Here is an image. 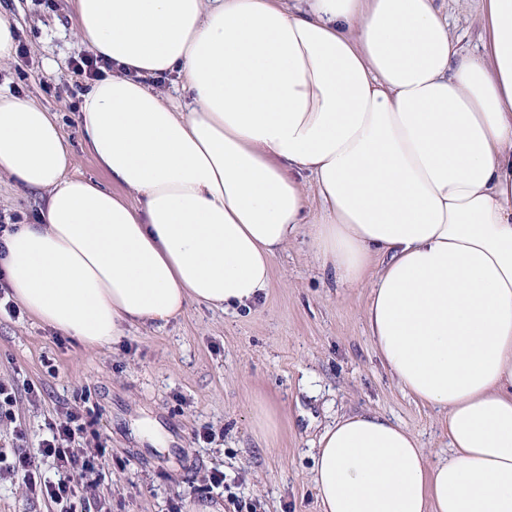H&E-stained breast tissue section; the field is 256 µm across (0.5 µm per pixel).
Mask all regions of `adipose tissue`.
Listing matches in <instances>:
<instances>
[{"mask_svg": "<svg viewBox=\"0 0 512 512\" xmlns=\"http://www.w3.org/2000/svg\"><path fill=\"white\" fill-rule=\"evenodd\" d=\"M73 3L112 64L78 121L114 187L68 176L56 114L0 92V176L45 200L1 240L14 298L103 347L249 306L306 235L368 289L375 352L450 450L344 414L313 455L322 512H512V0H481L473 52L444 0Z\"/></svg>", "mask_w": 512, "mask_h": 512, "instance_id": "adipose-tissue-1", "label": "adipose tissue"}]
</instances>
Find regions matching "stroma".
<instances>
[{
    "mask_svg": "<svg viewBox=\"0 0 512 512\" xmlns=\"http://www.w3.org/2000/svg\"><path fill=\"white\" fill-rule=\"evenodd\" d=\"M462 50L480 47L479 0H446ZM17 24L18 51L0 66V89L55 112L73 163L69 175L111 186L78 127L86 77L71 62L88 48L74 34L71 0H0ZM39 195L0 178V219L40 221ZM364 288H347L315 265L306 240L273 263L269 287L251 309L203 304L161 329L136 326L118 342L90 348L28 313L0 314V382L18 390L15 422L0 421V512H61L30 493L11 471L16 429L35 451L46 422L69 408L96 418L102 453L90 488H78L77 512H194L200 504L234 512H320L312 467L319 431L341 414L370 409L415 432L428 453L444 444L433 411L399 391L368 336ZM312 375L318 396L299 381ZM277 412L279 430L262 440L258 405ZM153 421L169 444L154 447L138 431ZM224 473L210 486L213 469Z\"/></svg>",
    "mask_w": 512,
    "mask_h": 512,
    "instance_id": "stroma-1",
    "label": "stroma"
}]
</instances>
